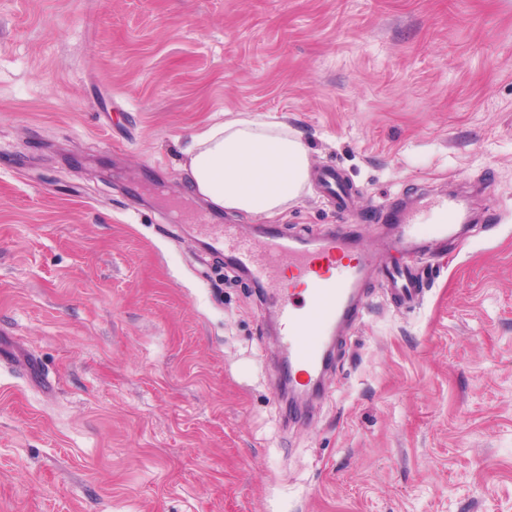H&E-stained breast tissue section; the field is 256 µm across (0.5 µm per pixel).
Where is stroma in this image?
<instances>
[{
    "instance_id": "stroma-1",
    "label": "stroma",
    "mask_w": 512,
    "mask_h": 512,
    "mask_svg": "<svg viewBox=\"0 0 512 512\" xmlns=\"http://www.w3.org/2000/svg\"><path fill=\"white\" fill-rule=\"evenodd\" d=\"M240 112L354 190L289 237L374 249L387 198L480 188L299 421L269 299L199 247L255 221L183 171ZM0 512H512V0H0Z\"/></svg>"
}]
</instances>
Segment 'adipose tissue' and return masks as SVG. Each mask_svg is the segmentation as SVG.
Wrapping results in <instances>:
<instances>
[{"mask_svg": "<svg viewBox=\"0 0 512 512\" xmlns=\"http://www.w3.org/2000/svg\"><path fill=\"white\" fill-rule=\"evenodd\" d=\"M184 154L195 195L246 217H279L309 180L308 150L300 137L281 123L247 114L199 127Z\"/></svg>", "mask_w": 512, "mask_h": 512, "instance_id": "1", "label": "adipose tissue"}]
</instances>
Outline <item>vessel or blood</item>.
Returning <instances> with one entry per match:
<instances>
[{"instance_id":"1","label":"vessel or blood","mask_w":512,"mask_h":512,"mask_svg":"<svg viewBox=\"0 0 512 512\" xmlns=\"http://www.w3.org/2000/svg\"><path fill=\"white\" fill-rule=\"evenodd\" d=\"M318 181L339 207H347L349 189L336 169L321 170ZM467 219L465 201L448 194L400 209L393 234L372 251L358 249L342 228L316 241L289 238L272 228L258 241L225 224L213 236L212 245L252 279L277 289L279 353L292 366L299 384L310 386L320 377L327 341L356 320L370 278L384 277L401 302L418 297L420 282L411 268L386 264L385 253L420 259L431 253L435 242L457 237Z\"/></svg>"}]
</instances>
